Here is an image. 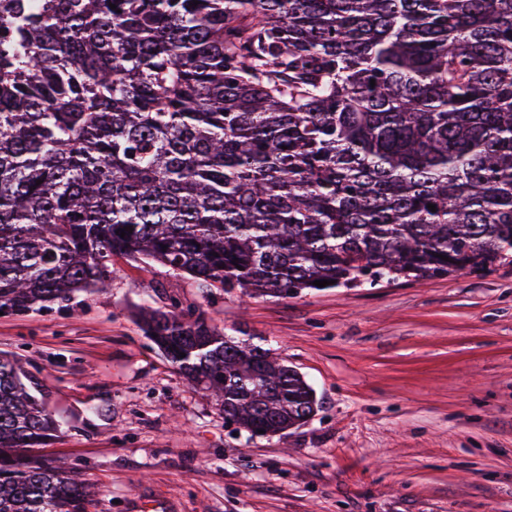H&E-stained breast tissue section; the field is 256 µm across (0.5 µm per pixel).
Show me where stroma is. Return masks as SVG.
Returning <instances> with one entry per match:
<instances>
[{
    "label": "stroma",
    "mask_w": 512,
    "mask_h": 512,
    "mask_svg": "<svg viewBox=\"0 0 512 512\" xmlns=\"http://www.w3.org/2000/svg\"><path fill=\"white\" fill-rule=\"evenodd\" d=\"M106 290L0 315L61 422L38 449L90 512H512V263L251 298L116 256ZM204 313L273 350L319 409L284 437L234 432L138 317Z\"/></svg>",
    "instance_id": "35a3bbf8"
}]
</instances>
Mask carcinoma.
<instances>
[{"label": "carcinoma", "mask_w": 512, "mask_h": 512, "mask_svg": "<svg viewBox=\"0 0 512 512\" xmlns=\"http://www.w3.org/2000/svg\"><path fill=\"white\" fill-rule=\"evenodd\" d=\"M114 255L273 298L506 262L512 0H0V311ZM143 331L255 436L318 411L202 314ZM60 431L1 353L0 512H88Z\"/></svg>", "instance_id": "cac0c4a2"}]
</instances>
